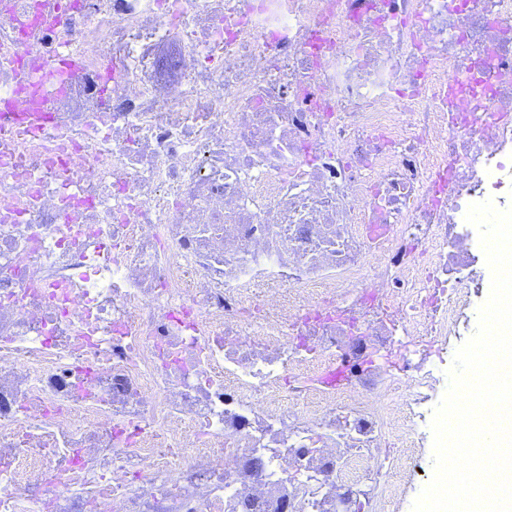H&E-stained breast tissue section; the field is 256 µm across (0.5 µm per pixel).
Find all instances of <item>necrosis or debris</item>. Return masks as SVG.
<instances>
[{
	"instance_id": "1",
	"label": "necrosis or debris",
	"mask_w": 512,
	"mask_h": 512,
	"mask_svg": "<svg viewBox=\"0 0 512 512\" xmlns=\"http://www.w3.org/2000/svg\"><path fill=\"white\" fill-rule=\"evenodd\" d=\"M27 84L0 512H397L468 208H512V0H0V113ZM17 108L21 112H6L14 115V119L25 123L28 126H43L47 123L48 117L40 110L36 97L21 99Z\"/></svg>"
}]
</instances>
